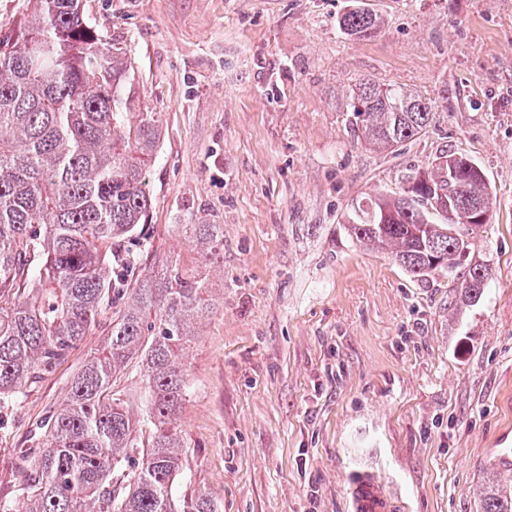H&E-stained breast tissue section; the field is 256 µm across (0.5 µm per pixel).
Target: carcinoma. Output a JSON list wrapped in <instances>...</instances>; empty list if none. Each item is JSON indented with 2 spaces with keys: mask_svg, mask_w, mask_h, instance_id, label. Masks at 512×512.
<instances>
[{
  "mask_svg": "<svg viewBox=\"0 0 512 512\" xmlns=\"http://www.w3.org/2000/svg\"><path fill=\"white\" fill-rule=\"evenodd\" d=\"M29 3L30 17L0 38V400L64 361L103 304L121 305L64 406L36 428L18 499L0 500V512H219L195 484L174 422L189 393L191 328L209 309L205 280L166 263L130 290L114 272L129 268L120 244L151 208L145 174L160 145V113L142 111L125 50L101 42L83 0ZM382 25L361 8L338 19L357 39ZM349 109L355 132L381 151L421 135L435 116L423 95L369 80ZM482 197L491 189L481 167L450 153L446 165L431 162L398 193L358 207L348 230L415 278L436 260L463 283H487L493 269L463 260L451 235ZM193 228L208 254H219L223 225ZM135 365L145 370L137 415L115 391ZM479 500L481 512H512V495L493 480Z\"/></svg>",
  "mask_w": 512,
  "mask_h": 512,
  "instance_id": "carcinoma-1",
  "label": "carcinoma"
}]
</instances>
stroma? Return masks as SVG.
I'll list each match as a JSON object with an SVG mask.
<instances>
[{
  "instance_id": "35a3bbf8",
  "label": "stroma",
  "mask_w": 512,
  "mask_h": 512,
  "mask_svg": "<svg viewBox=\"0 0 512 512\" xmlns=\"http://www.w3.org/2000/svg\"><path fill=\"white\" fill-rule=\"evenodd\" d=\"M349 3L83 0L162 118L126 280L166 260L207 280L177 425L221 512H352L358 471L402 512H479L482 480L512 490L487 455L512 429V0H363L384 21L363 40L336 27ZM368 79L436 101L434 126L369 149L346 112ZM449 152L494 194L469 258L495 275L472 306L453 274L413 278L345 228ZM188 224L223 225L222 261ZM112 316L0 404V496Z\"/></svg>"
}]
</instances>
